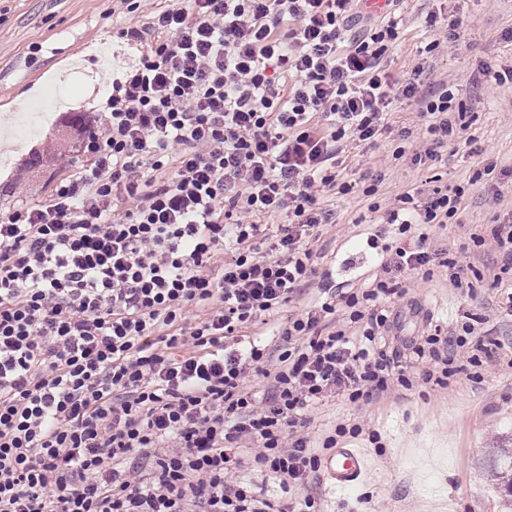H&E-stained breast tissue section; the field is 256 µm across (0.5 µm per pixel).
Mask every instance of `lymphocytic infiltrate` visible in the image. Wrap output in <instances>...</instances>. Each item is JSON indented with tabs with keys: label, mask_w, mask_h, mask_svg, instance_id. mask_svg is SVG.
I'll return each instance as SVG.
<instances>
[{
	"label": "lymphocytic infiltrate",
	"mask_w": 512,
	"mask_h": 512,
	"mask_svg": "<svg viewBox=\"0 0 512 512\" xmlns=\"http://www.w3.org/2000/svg\"><path fill=\"white\" fill-rule=\"evenodd\" d=\"M360 2L189 0L122 30L140 56L79 145L88 164L0 219V512H320L308 476L363 428L337 424L315 447L305 412L409 385L380 345L388 305L402 273L433 275L426 231L456 217L460 193L401 194L383 221L417 232L418 249L395 247L363 288L289 321L275 368L247 331L314 274L310 243L332 219L317 197L349 191L347 139L376 140L404 100L426 121L413 150L398 133L412 164L467 128L447 87L392 81L396 18L350 37ZM340 305L358 335L332 329ZM246 441L288 506L232 481Z\"/></svg>",
	"instance_id": "1"
}]
</instances>
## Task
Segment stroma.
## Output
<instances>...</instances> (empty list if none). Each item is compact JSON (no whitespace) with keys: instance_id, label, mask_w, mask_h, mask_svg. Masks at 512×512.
<instances>
[{"instance_id":"35a3bbf8","label":"stroma","mask_w":512,"mask_h":512,"mask_svg":"<svg viewBox=\"0 0 512 512\" xmlns=\"http://www.w3.org/2000/svg\"><path fill=\"white\" fill-rule=\"evenodd\" d=\"M169 2L141 0L132 10L126 0H0V108L57 116L98 111L113 75L138 57L120 30L144 25ZM394 12L400 33L386 54L392 79H408L418 66L421 86L447 83L466 114V136L440 148L439 160L425 166L394 159L401 128L423 131L415 102L406 100L392 106L389 129L375 142H351L341 155L350 191L318 200L334 221L312 243L316 273L272 315L271 325L285 326L323 301L325 284L361 287L375 276L384 245L417 247V234L398 237L382 223L381 212L394 207L403 190L424 184L463 191L457 218L431 234L436 249L467 268L469 285L455 287L442 266L427 280L405 276V293L390 308L392 328L381 345L400 350L434 328L449 334L465 324L474 329L473 342L457 349L447 387L417 373L407 389L396 385L356 404L332 393L313 405L304 429L312 443L336 424H361L363 434L341 444L366 449L374 465L366 480L343 490L316 472L303 492L318 500L322 512H512V498L482 466L512 435V314L506 310L512 278L500 274L503 255L494 236L495 227L512 218V77L506 74L512 67V0H399ZM431 13L460 21L449 51H423L441 36L425 23ZM486 67L491 76L483 75ZM64 73L73 90L60 100L55 85ZM79 138L60 123L45 124L19 142L0 138V152L13 158L0 170V215L46 201L57 181L76 173L86 162ZM373 183L377 193L366 195Z\"/></svg>"}]
</instances>
